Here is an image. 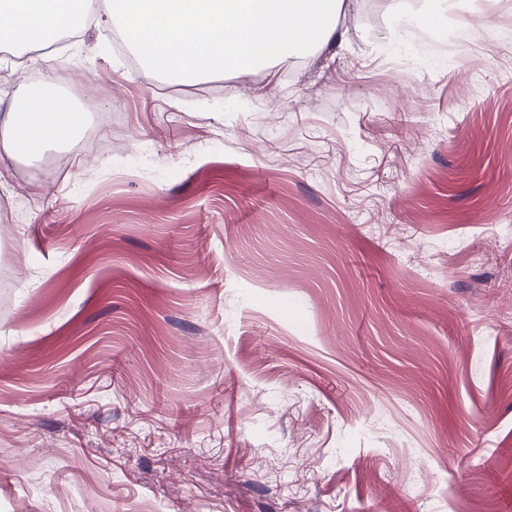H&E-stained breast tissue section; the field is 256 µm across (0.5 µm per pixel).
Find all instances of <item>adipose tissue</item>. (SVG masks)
<instances>
[{
	"label": "adipose tissue",
	"instance_id": "obj_1",
	"mask_svg": "<svg viewBox=\"0 0 512 512\" xmlns=\"http://www.w3.org/2000/svg\"><path fill=\"white\" fill-rule=\"evenodd\" d=\"M85 0H0V48L79 41L88 23L124 36L142 66L191 83L227 67L253 69L306 57L343 40L338 20L349 0H102L96 18ZM1 123L8 151L36 156L71 140L80 118L53 84Z\"/></svg>",
	"mask_w": 512,
	"mask_h": 512
}]
</instances>
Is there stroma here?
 Listing matches in <instances>:
<instances>
[{
    "mask_svg": "<svg viewBox=\"0 0 512 512\" xmlns=\"http://www.w3.org/2000/svg\"><path fill=\"white\" fill-rule=\"evenodd\" d=\"M447 2L180 86L0 54V114L63 72L112 115L0 152V512H512V0Z\"/></svg>",
    "mask_w": 512,
    "mask_h": 512,
    "instance_id": "1",
    "label": "stroma"
}]
</instances>
